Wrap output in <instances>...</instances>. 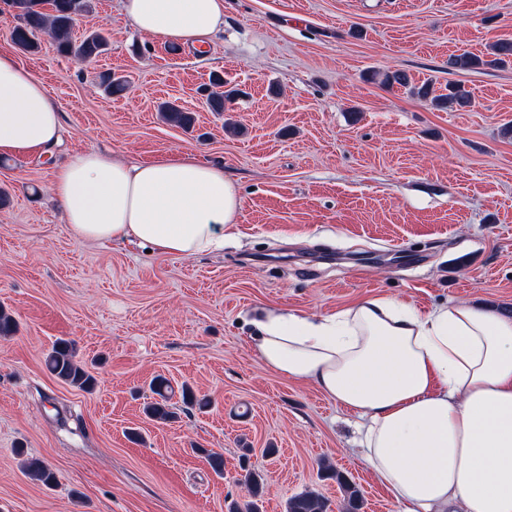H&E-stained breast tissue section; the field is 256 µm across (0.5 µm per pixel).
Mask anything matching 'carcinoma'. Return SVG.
<instances>
[{
	"label": "carcinoma",
	"instance_id": "obj_1",
	"mask_svg": "<svg viewBox=\"0 0 512 512\" xmlns=\"http://www.w3.org/2000/svg\"><path fill=\"white\" fill-rule=\"evenodd\" d=\"M15 10L16 24L10 30L12 43L24 53H37L40 43L37 36L46 33L54 40L58 51L82 60L98 57L109 45L108 30L99 27L80 37L74 36L77 21L92 9L90 0H4ZM512 62V39H503L491 47V59L483 60L470 53L448 56V71H463L479 66H497ZM438 105H458L466 107L471 104V92L464 84H448L447 93L434 97ZM163 119L180 128L191 126L192 117L179 106L167 102L161 105ZM46 365L56 378L88 390L94 386V377L76 360L74 343L67 340L56 342L47 354ZM167 381L162 377L152 383L153 393L161 400L147 407V413L162 421L176 418L173 406L168 404L165 394ZM27 471L36 480L50 484L54 480L53 472L42 462L32 460ZM248 493L251 501L239 506L233 504L230 512H259L257 500L262 491V476L251 472L247 478ZM287 512H327V503L315 492L307 491L288 499Z\"/></svg>",
	"mask_w": 512,
	"mask_h": 512
}]
</instances>
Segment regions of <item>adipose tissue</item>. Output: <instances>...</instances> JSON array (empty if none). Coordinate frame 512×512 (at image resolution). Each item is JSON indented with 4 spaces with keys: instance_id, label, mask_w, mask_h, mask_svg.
Returning a JSON list of instances; mask_svg holds the SVG:
<instances>
[{
    "instance_id": "ef3b65f1",
    "label": "adipose tissue",
    "mask_w": 512,
    "mask_h": 512,
    "mask_svg": "<svg viewBox=\"0 0 512 512\" xmlns=\"http://www.w3.org/2000/svg\"><path fill=\"white\" fill-rule=\"evenodd\" d=\"M121 10L137 31L186 47L224 28V0H122ZM63 130L58 100L0 53V155H41ZM53 193L80 238L176 257L223 250L242 207L223 167L186 153L128 165L76 151L55 169ZM253 325L268 369L362 418L364 460L405 512H512V318L379 296L320 317L264 309Z\"/></svg>"
}]
</instances>
